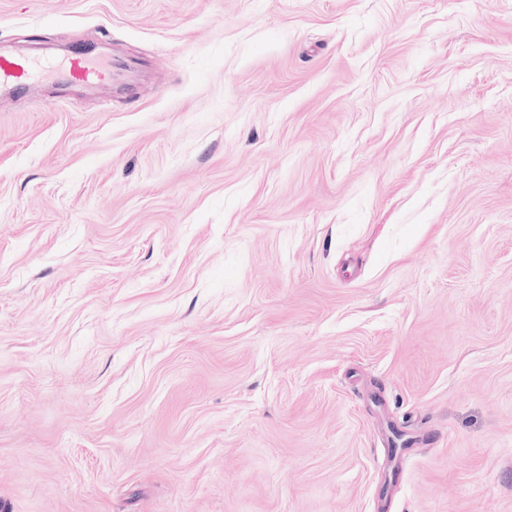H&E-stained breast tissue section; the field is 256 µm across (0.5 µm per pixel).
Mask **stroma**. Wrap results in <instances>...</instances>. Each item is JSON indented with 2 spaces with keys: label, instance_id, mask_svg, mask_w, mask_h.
I'll use <instances>...</instances> for the list:
<instances>
[{
  "label": "stroma",
  "instance_id": "35a3bbf8",
  "mask_svg": "<svg viewBox=\"0 0 512 512\" xmlns=\"http://www.w3.org/2000/svg\"><path fill=\"white\" fill-rule=\"evenodd\" d=\"M135 59L0 101L8 512H512V0H0Z\"/></svg>",
  "mask_w": 512,
  "mask_h": 512
}]
</instances>
